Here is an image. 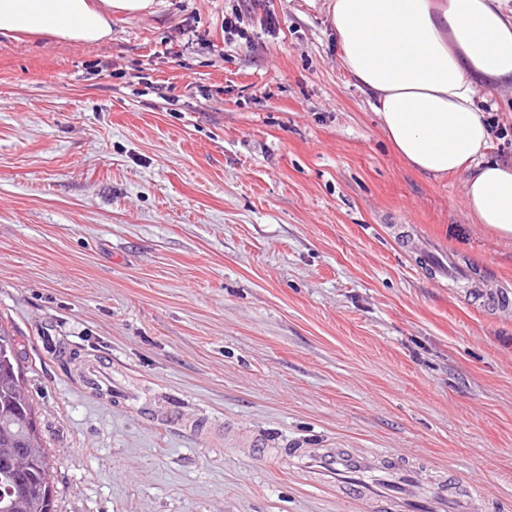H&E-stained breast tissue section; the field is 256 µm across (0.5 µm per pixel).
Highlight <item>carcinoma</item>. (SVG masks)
Here are the masks:
<instances>
[{"label": "carcinoma", "mask_w": 512, "mask_h": 512, "mask_svg": "<svg viewBox=\"0 0 512 512\" xmlns=\"http://www.w3.org/2000/svg\"><path fill=\"white\" fill-rule=\"evenodd\" d=\"M21 373L18 338L0 324V512H54L49 458Z\"/></svg>", "instance_id": "obj_1"}]
</instances>
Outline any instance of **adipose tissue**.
Returning <instances> with one entry per match:
<instances>
[{
	"label": "adipose tissue",
	"mask_w": 512,
	"mask_h": 512,
	"mask_svg": "<svg viewBox=\"0 0 512 512\" xmlns=\"http://www.w3.org/2000/svg\"><path fill=\"white\" fill-rule=\"evenodd\" d=\"M156 0H0V36L98 44L114 15L153 13ZM348 73L365 89L396 152L419 175L464 178L463 205L512 239V162L489 159L478 82L512 81V14L500 0H330Z\"/></svg>",
	"instance_id": "1"
}]
</instances>
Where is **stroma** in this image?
I'll list each match as a JSON object with an SVG mask.
<instances>
[{"instance_id": "1", "label": "stroma", "mask_w": 512, "mask_h": 512, "mask_svg": "<svg viewBox=\"0 0 512 512\" xmlns=\"http://www.w3.org/2000/svg\"><path fill=\"white\" fill-rule=\"evenodd\" d=\"M477 106L511 161L512 84ZM463 192L396 154L328 0H159L96 45L1 38L0 322L55 512H366L292 448L461 469L512 512V240ZM422 239L498 305L435 278ZM94 360L123 398L85 389Z\"/></svg>"}]
</instances>
